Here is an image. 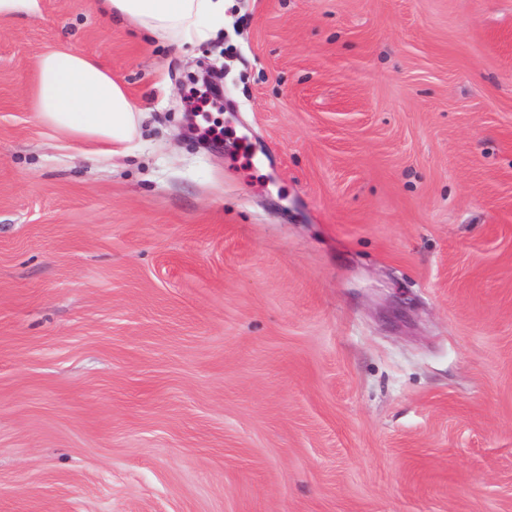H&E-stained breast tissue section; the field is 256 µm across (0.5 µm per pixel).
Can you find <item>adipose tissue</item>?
<instances>
[{
	"instance_id": "1",
	"label": "adipose tissue",
	"mask_w": 512,
	"mask_h": 512,
	"mask_svg": "<svg viewBox=\"0 0 512 512\" xmlns=\"http://www.w3.org/2000/svg\"><path fill=\"white\" fill-rule=\"evenodd\" d=\"M95 6L178 45L208 39L224 19V0H95ZM31 95L42 123L95 141L104 155L123 154L136 137L140 108L95 58L69 48L48 50L38 62Z\"/></svg>"
}]
</instances>
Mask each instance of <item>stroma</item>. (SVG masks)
Instances as JSON below:
<instances>
[{"mask_svg": "<svg viewBox=\"0 0 512 512\" xmlns=\"http://www.w3.org/2000/svg\"><path fill=\"white\" fill-rule=\"evenodd\" d=\"M99 59L127 153L44 126ZM223 72L233 163L188 124ZM0 512H512V0L0 16ZM112 19H127L158 40L202 42L224 21V0H95ZM31 95L42 123L94 140L101 154L119 156L136 137L141 109L95 58L70 48L48 50L38 62Z\"/></svg>", "mask_w": 512, "mask_h": 512, "instance_id": "obj_1", "label": "stroma"}]
</instances>
